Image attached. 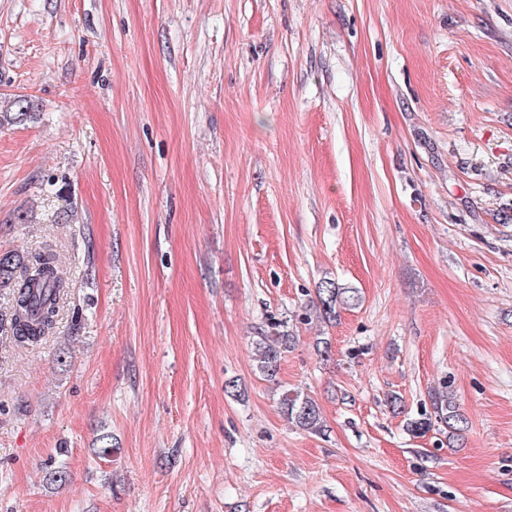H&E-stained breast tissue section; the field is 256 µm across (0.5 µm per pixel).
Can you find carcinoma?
Returning <instances> with one entry per match:
<instances>
[{"label":"carcinoma","instance_id":"obj_1","mask_svg":"<svg viewBox=\"0 0 512 512\" xmlns=\"http://www.w3.org/2000/svg\"><path fill=\"white\" fill-rule=\"evenodd\" d=\"M0 288L12 289L13 299L5 339L20 346H33L54 331L59 303L69 283L59 272L56 253L44 247L28 258L18 253L0 254ZM359 302L358 289L333 279L325 278L315 288L314 303L327 322L335 321L342 311L356 307ZM293 341L294 336L282 322L274 321L268 328L260 329L253 343L258 371L266 380H276L282 355ZM280 406L289 423L309 433H324L319 404L310 395L287 390L281 395ZM433 410L432 415L422 412L406 418L405 429L412 434H425L437 421L448 431V443L462 445L468 419L459 404L449 395L440 394Z\"/></svg>","mask_w":512,"mask_h":512}]
</instances>
